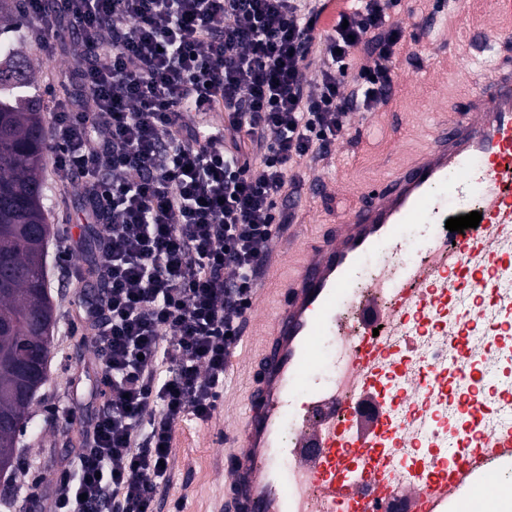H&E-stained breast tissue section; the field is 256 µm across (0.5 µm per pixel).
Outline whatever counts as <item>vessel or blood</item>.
<instances>
[{"mask_svg": "<svg viewBox=\"0 0 512 512\" xmlns=\"http://www.w3.org/2000/svg\"><path fill=\"white\" fill-rule=\"evenodd\" d=\"M473 211L478 227L447 231ZM385 251L396 265L356 287L361 260ZM511 270L505 57L283 282L225 439L232 512H512ZM425 326L447 355H423Z\"/></svg>", "mask_w": 512, "mask_h": 512, "instance_id": "1", "label": "vessel or blood"}]
</instances>
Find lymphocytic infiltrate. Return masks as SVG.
Wrapping results in <instances>:
<instances>
[{
  "instance_id": "1",
  "label": "lymphocytic infiltrate",
  "mask_w": 512,
  "mask_h": 512,
  "mask_svg": "<svg viewBox=\"0 0 512 512\" xmlns=\"http://www.w3.org/2000/svg\"><path fill=\"white\" fill-rule=\"evenodd\" d=\"M400 2L25 0L35 39L63 18L85 49L78 96L53 106L54 164L82 177L97 257L76 269L100 285L78 312L99 414L47 512H154L178 427L223 401L292 171L392 91ZM361 50L371 64L350 69Z\"/></svg>"
}]
</instances>
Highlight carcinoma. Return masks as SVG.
Listing matches in <instances>:
<instances>
[{
    "mask_svg": "<svg viewBox=\"0 0 512 512\" xmlns=\"http://www.w3.org/2000/svg\"><path fill=\"white\" fill-rule=\"evenodd\" d=\"M22 2L0 0V470L6 473L17 466L16 437L28 428L46 381L57 327L44 280L50 228L41 91L10 24Z\"/></svg>",
    "mask_w": 512,
    "mask_h": 512,
    "instance_id": "cac0c4a2",
    "label": "carcinoma"
}]
</instances>
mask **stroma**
Returning <instances> with one entry per match:
<instances>
[{
    "label": "stroma",
    "instance_id": "35a3bbf8",
    "mask_svg": "<svg viewBox=\"0 0 512 512\" xmlns=\"http://www.w3.org/2000/svg\"><path fill=\"white\" fill-rule=\"evenodd\" d=\"M399 20L408 44L396 62L392 93L373 111L353 113L349 132L332 146L330 159L303 169L284 202L291 221L303 225L308 245H315L333 216L341 214L365 195L391 170L401 166L431 138L439 114L460 109L478 76L489 74L500 57L498 42H471V35L492 27L499 39L512 37V14L498 13L494 0H405ZM77 36L61 29L47 43L25 38L21 54L36 70L45 109L54 100L74 97L63 90V72L81 53ZM332 181L340 195L336 201L316 196L317 177ZM45 177L52 188L46 203L47 221L53 228L49 241V280L59 319L52 342L54 358L45 384L32 409L33 420L21 436L16 456L30 468L34 479L49 480L62 468L74 465L68 445L78 438L83 423L94 415L100 398L95 353L83 328L73 327L68 315L79 306L85 287L59 256L62 245L88 235L79 197V177L60 182L53 164ZM260 341L236 347L224 381V401L205 424L187 422L176 431L170 462V481L160 488L156 512H223L225 425L243 406L249 362L259 352ZM74 415H66V406Z\"/></svg>",
    "mask_w": 512,
    "mask_h": 512
}]
</instances>
